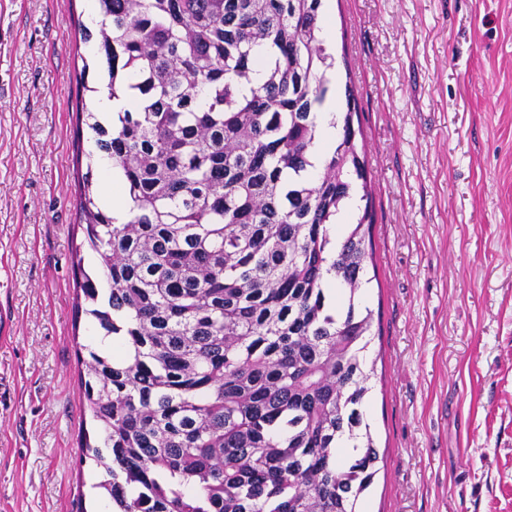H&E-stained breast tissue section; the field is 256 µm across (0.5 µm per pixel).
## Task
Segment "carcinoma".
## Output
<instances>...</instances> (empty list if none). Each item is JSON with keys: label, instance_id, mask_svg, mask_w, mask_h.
<instances>
[{"label": "carcinoma", "instance_id": "cac0c4a2", "mask_svg": "<svg viewBox=\"0 0 512 512\" xmlns=\"http://www.w3.org/2000/svg\"><path fill=\"white\" fill-rule=\"evenodd\" d=\"M100 79L133 107L77 108L118 169L117 222L78 181L83 303L116 348L79 356L80 462L114 512H356L378 473L361 308L374 223L365 153L316 108L336 57L323 0H97ZM259 81H254L255 72ZM357 222L336 238L344 201Z\"/></svg>", "mask_w": 512, "mask_h": 512}]
</instances>
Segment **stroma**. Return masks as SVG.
Masks as SVG:
<instances>
[{
    "instance_id": "1",
    "label": "stroma",
    "mask_w": 512,
    "mask_h": 512,
    "mask_svg": "<svg viewBox=\"0 0 512 512\" xmlns=\"http://www.w3.org/2000/svg\"><path fill=\"white\" fill-rule=\"evenodd\" d=\"M96 0H0V512H102L79 466L78 32ZM372 185L361 512H512V0H332Z\"/></svg>"
}]
</instances>
